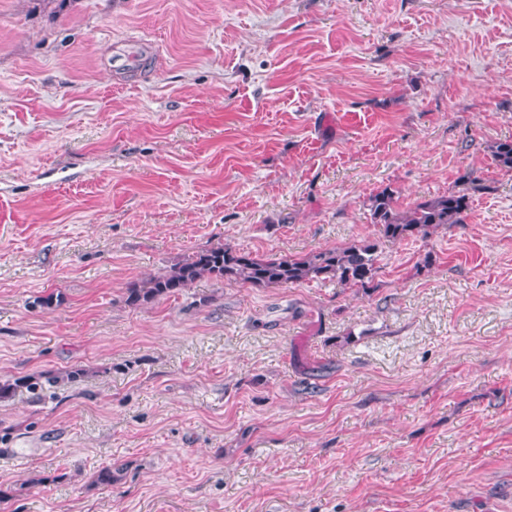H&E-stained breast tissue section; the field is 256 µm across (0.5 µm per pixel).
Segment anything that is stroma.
Masks as SVG:
<instances>
[{"label":"stroma","instance_id":"35a3bbf8","mask_svg":"<svg viewBox=\"0 0 512 512\" xmlns=\"http://www.w3.org/2000/svg\"><path fill=\"white\" fill-rule=\"evenodd\" d=\"M510 137L512 0H0V382L81 372L0 401V512H512ZM387 186L470 211L374 291L126 302Z\"/></svg>","mask_w":512,"mask_h":512}]
</instances>
